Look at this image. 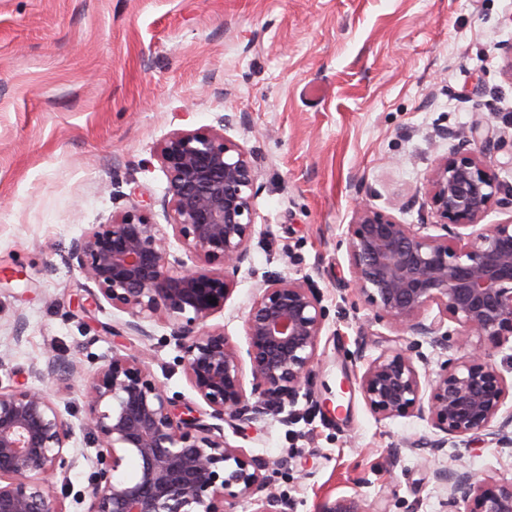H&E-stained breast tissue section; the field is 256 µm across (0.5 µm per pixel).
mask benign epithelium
Masks as SVG:
<instances>
[{"mask_svg": "<svg viewBox=\"0 0 512 512\" xmlns=\"http://www.w3.org/2000/svg\"><path fill=\"white\" fill-rule=\"evenodd\" d=\"M219 123V130L173 131L158 144L166 223L150 221L152 202L135 188L112 222L92 225L73 242L71 259L94 285L88 306L105 300L126 315L112 327L115 337L150 339L147 324L167 325L195 397L169 395L142 354L114 352L83 378L84 422L100 447L83 495L86 512H236L241 499L256 512H294L272 482L288 460L231 445L224 426L238 432L265 417L288 421L286 407L309 396L326 310L312 279L270 273L241 312L246 351L223 328L206 325L224 311L236 274L251 262L257 232L258 156L224 134L236 113ZM437 136L458 143L426 177L423 207L433 224H404L362 201L347 228L351 294L403 341L369 359L367 336H359L358 389L380 419L427 421L435 454L475 434L512 453V412L503 411L512 383L490 354L512 336V217L482 223L507 205L498 170L512 168V158L500 162L470 149L503 139L481 113L465 135L443 129ZM432 227L440 233H429ZM172 239L185 257L171 252ZM433 305L438 315L429 319L424 311ZM448 321L456 332L445 328ZM425 344L445 357L433 379L416 366L428 365ZM76 371L58 356L32 368L41 381L64 382ZM75 438L47 389L0 385V512H66L53 478L72 468ZM128 459L136 463L130 477L122 471ZM432 477L441 512H512V483L472 471L456 454ZM316 512L363 510L338 499L320 502Z\"/></svg>", "mask_w": 512, "mask_h": 512, "instance_id": "7a95c632", "label": "benign epithelium"}]
</instances>
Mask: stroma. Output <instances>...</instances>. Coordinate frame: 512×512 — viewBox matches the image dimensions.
Returning a JSON list of instances; mask_svg holds the SVG:
<instances>
[{
	"instance_id": "obj_1",
	"label": "stroma",
	"mask_w": 512,
	"mask_h": 512,
	"mask_svg": "<svg viewBox=\"0 0 512 512\" xmlns=\"http://www.w3.org/2000/svg\"><path fill=\"white\" fill-rule=\"evenodd\" d=\"M511 41L512 0H0V384L31 381L55 356L76 363L77 377L47 386L76 432V464L54 480L67 512H85L78 498L98 451L83 427L84 374L111 353L140 352L168 393L192 394L166 325L117 342L107 329L119 311H82L89 282L72 243L109 223L133 188L160 198V141L227 112L244 118L228 137L262 158L259 233L208 324L246 349L241 313L268 271L311 277L328 314L310 383L321 409L299 399L292 423L267 417L228 441L287 459L274 489L295 512L327 497L364 512H440L418 445L432 428L376 418L358 390L359 334L373 358L397 332L341 299L345 233L363 198L431 223L409 199L455 145L438 129L491 115L507 136L496 158L512 156ZM460 452L471 469L512 481V454L485 436Z\"/></svg>"
}]
</instances>
